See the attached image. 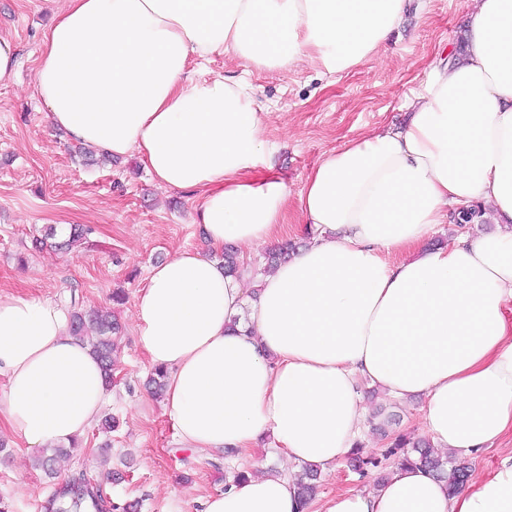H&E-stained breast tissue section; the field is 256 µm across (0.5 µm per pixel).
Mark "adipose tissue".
Instances as JSON below:
<instances>
[{
    "label": "adipose tissue",
    "mask_w": 512,
    "mask_h": 512,
    "mask_svg": "<svg viewBox=\"0 0 512 512\" xmlns=\"http://www.w3.org/2000/svg\"><path fill=\"white\" fill-rule=\"evenodd\" d=\"M413 0H67L34 88L52 124L113 158L137 153L157 185L194 193L213 250L282 234L289 191L264 134L272 115L242 77L190 75L226 56L269 72L330 74L380 59ZM459 54L431 62L406 122L324 153L298 210L314 236L247 296L183 250L152 267L135 331L166 374L179 442L238 457L268 445L274 474L228 478L202 512H299L294 468L329 469L358 441L366 380L424 400L441 452L473 459L512 431V0H470ZM481 204L493 230L425 238L449 208ZM401 259L388 263L387 255ZM249 322L232 325L243 303ZM0 420L29 449L83 437L112 399L66 310L0 292ZM317 512H512V454L452 493L400 464Z\"/></svg>",
    "instance_id": "1"
}]
</instances>
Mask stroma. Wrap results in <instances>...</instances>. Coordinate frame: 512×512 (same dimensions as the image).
I'll return each instance as SVG.
<instances>
[{
	"label": "stroma",
	"mask_w": 512,
	"mask_h": 512,
	"mask_svg": "<svg viewBox=\"0 0 512 512\" xmlns=\"http://www.w3.org/2000/svg\"><path fill=\"white\" fill-rule=\"evenodd\" d=\"M65 0H0V34L19 46L17 76L0 87V291L68 306L107 308L122 326L114 354L112 401L119 421L108 432L93 426L70 456L58 458L48 478L0 425V500L9 512H45L48 497L73 474L101 483L113 505L139 503V512H201L204 497L223 491V455L180 447L174 424L146 387L152 366L134 333V312L151 268L184 249L209 252L202 225L192 223L191 194L159 188L137 155L110 162L76 154V142L51 128L34 93V72L44 35ZM467 0H427L409 11L390 39V51L343 75L319 65L289 72L250 71L254 102L273 114L265 132L274 170L293 199L285 232L252 251L261 276L270 247L304 243L307 227L297 206L303 183L320 156L348 139L404 123L401 104L422 90L426 67L453 49L464 27ZM86 228L70 250L34 248L47 226ZM123 290L116 303L112 294ZM368 408L359 455L361 471L339 460L320 476L316 501L373 486L400 464L387 455L389 435L425 436L422 401L389 400L362 384ZM379 466H370V459Z\"/></svg>",
	"instance_id": "35a3bbf8"
}]
</instances>
